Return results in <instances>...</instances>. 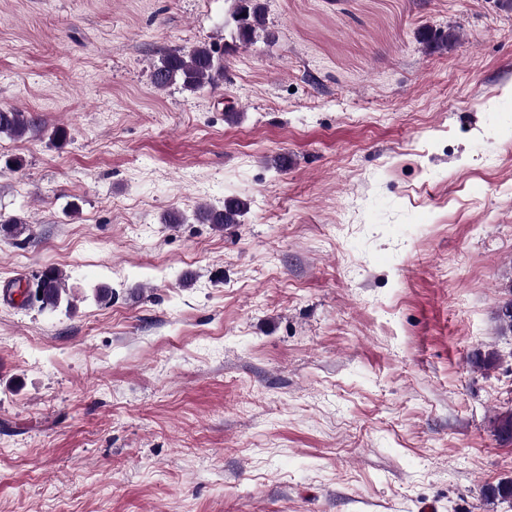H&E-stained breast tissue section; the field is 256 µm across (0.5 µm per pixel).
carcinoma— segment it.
I'll list each match as a JSON object with an SVG mask.
<instances>
[{"label":"carcinoma","mask_w":512,"mask_h":512,"mask_svg":"<svg viewBox=\"0 0 512 512\" xmlns=\"http://www.w3.org/2000/svg\"><path fill=\"white\" fill-rule=\"evenodd\" d=\"M262 6L260 0H236V8L232 20L239 40L248 43L253 39L256 27L260 24ZM223 74L215 49L209 45H196L187 49H179L165 53L153 65L151 81L153 86L164 91L173 85L194 94L207 85H213ZM45 131V122L29 112H21L13 108L0 109V133L24 138L38 136ZM247 210V203L238 198H227L222 208L201 205L197 208V217L204 224H238L240 217ZM24 222L16 217L0 215V232L17 237L24 233ZM36 288L42 294L29 296L24 291L21 306L35 305L41 311L54 312L64 302L66 288L64 275L56 267H48L38 278ZM511 298L499 307L497 319L500 334L512 335V280L505 286ZM491 433L502 445L512 444V408L498 413L492 421ZM483 494L490 500H512V480L500 481L489 485Z\"/></svg>","instance_id":"carcinoma-1"}]
</instances>
